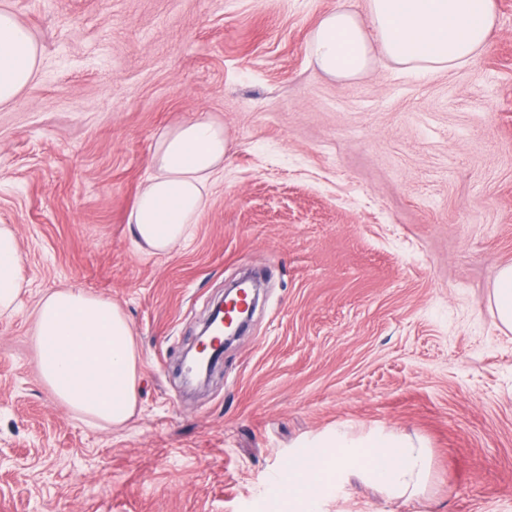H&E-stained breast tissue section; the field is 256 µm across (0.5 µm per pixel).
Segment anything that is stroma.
<instances>
[{
  "mask_svg": "<svg viewBox=\"0 0 512 512\" xmlns=\"http://www.w3.org/2000/svg\"><path fill=\"white\" fill-rule=\"evenodd\" d=\"M367 0H0L39 48L0 106V225L22 256L0 313V512H268L263 491L336 426L430 455L414 499L358 481L325 512H512V0L467 65L337 80L309 38ZM208 115L229 150L185 243L136 250L158 136ZM269 286L205 387L178 368L243 271ZM109 299L140 367L133 416L76 415L39 376L35 310ZM493 308L499 326L512 332V265L499 271L493 290Z\"/></svg>",
  "mask_w": 512,
  "mask_h": 512,
  "instance_id": "1",
  "label": "stroma"
}]
</instances>
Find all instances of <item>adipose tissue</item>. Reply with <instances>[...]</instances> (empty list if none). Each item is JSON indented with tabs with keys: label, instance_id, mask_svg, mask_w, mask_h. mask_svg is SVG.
<instances>
[{
	"label": "adipose tissue",
	"instance_id": "adipose-tissue-1",
	"mask_svg": "<svg viewBox=\"0 0 512 512\" xmlns=\"http://www.w3.org/2000/svg\"><path fill=\"white\" fill-rule=\"evenodd\" d=\"M494 0H368L366 15L344 7L326 14L310 40L316 65L336 79L367 72L385 57L426 77L466 64L488 43ZM38 47L12 14L0 9V105L32 79ZM227 152L222 126L205 115L163 132L155 169L129 216L131 238L149 254L169 252L189 238L206 206V187ZM22 257L14 231L0 226V310L14 306L22 286ZM37 367L56 398L76 412L115 426L136 407L139 357L131 327L117 306L79 288L47 294L35 320ZM294 464L276 472L269 504L299 503L323 512L349 478L393 498L418 496L429 455L409 436L373 431L361 437L337 430L306 443Z\"/></svg>",
	"mask_w": 512,
	"mask_h": 512
}]
</instances>
